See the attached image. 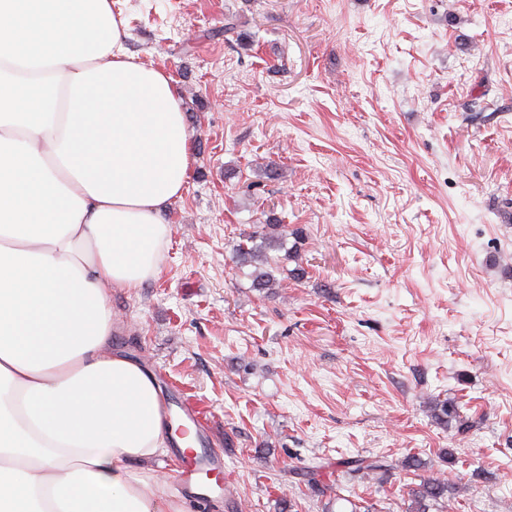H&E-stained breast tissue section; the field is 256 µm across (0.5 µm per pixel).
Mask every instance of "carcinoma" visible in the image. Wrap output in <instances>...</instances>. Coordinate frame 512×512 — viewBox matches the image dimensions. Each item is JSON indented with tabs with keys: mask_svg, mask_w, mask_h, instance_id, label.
<instances>
[{
	"mask_svg": "<svg viewBox=\"0 0 512 512\" xmlns=\"http://www.w3.org/2000/svg\"><path fill=\"white\" fill-rule=\"evenodd\" d=\"M268 232L264 233V249L258 250L249 246L253 242V235L243 237L236 250L238 261L243 264L256 265L254 276V287L259 289L273 286L272 274L263 269L268 263V256L265 251L277 247L278 237L275 236L276 225L266 224ZM422 466L420 459L414 455H408L403 460H393L385 456H365L361 454L342 456L334 461L315 462L304 467L298 472L302 481L317 491L324 493V471L332 467L336 468L338 477H355L361 475L372 479H379L391 470L398 468L419 469ZM450 484L441 478H422L420 483L409 490L410 505L407 512H429V508L438 505L439 512H446L448 508V491Z\"/></svg>",
	"mask_w": 512,
	"mask_h": 512,
	"instance_id": "cac0c4a2",
	"label": "carcinoma"
}]
</instances>
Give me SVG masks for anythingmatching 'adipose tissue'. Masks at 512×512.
I'll return each mask as SVG.
<instances>
[{
	"label": "adipose tissue",
	"instance_id": "ef3b65f1",
	"mask_svg": "<svg viewBox=\"0 0 512 512\" xmlns=\"http://www.w3.org/2000/svg\"><path fill=\"white\" fill-rule=\"evenodd\" d=\"M111 0H0V512H186L154 376L112 289L157 276L190 147Z\"/></svg>",
	"mask_w": 512,
	"mask_h": 512
}]
</instances>
